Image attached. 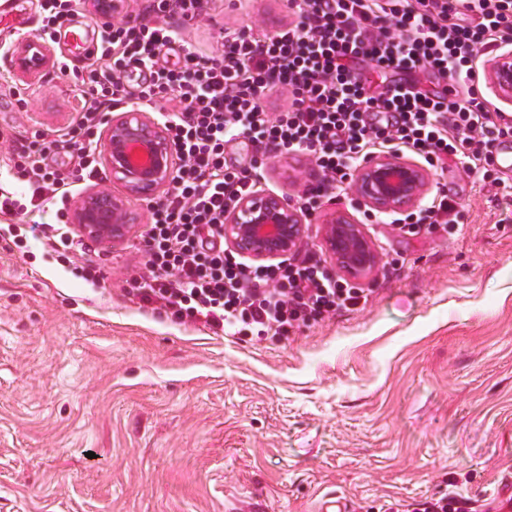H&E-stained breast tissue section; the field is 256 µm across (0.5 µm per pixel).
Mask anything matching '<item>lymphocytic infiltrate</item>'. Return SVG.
<instances>
[{
    "mask_svg": "<svg viewBox=\"0 0 512 512\" xmlns=\"http://www.w3.org/2000/svg\"><path fill=\"white\" fill-rule=\"evenodd\" d=\"M203 0H146L132 25L99 24L100 68L73 71L90 105L72 128L80 162L69 172L48 170L58 140L41 133L15 150L14 168L32 196L66 204L78 184L105 173L96 132L112 110L137 99L147 110L178 101L164 128L179 165L173 186L152 207L146 231L145 275L129 295L177 319L237 335H286L295 322L363 309L364 289L333 277L322 259L307 253L268 265L233 260L224 247V214L251 193L262 175L253 165L224 160V138L244 135L263 158L302 153L319 177L296 195L314 215L328 193L347 196L354 170L372 155L393 152L428 168L455 164L486 180L496 175L492 153L512 139L479 91L481 53L512 45V0H291L296 21L254 38L225 33L216 54L201 58L184 49L169 63L176 41L173 20L192 21ZM145 78L130 84V67ZM387 76L373 91L369 71ZM432 72L448 80L444 92L404 81ZM287 92L272 109L270 97ZM447 188L424 205L393 217L408 237L454 233L459 220Z\"/></svg>",
    "mask_w": 512,
    "mask_h": 512,
    "instance_id": "1",
    "label": "lymphocytic infiltrate"
}]
</instances>
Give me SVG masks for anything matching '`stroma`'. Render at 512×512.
I'll use <instances>...</instances> for the list:
<instances>
[{
	"mask_svg": "<svg viewBox=\"0 0 512 512\" xmlns=\"http://www.w3.org/2000/svg\"><path fill=\"white\" fill-rule=\"evenodd\" d=\"M0 16V512H350L456 493L469 512H506L512 482V201L449 166L464 219L454 236L368 225L382 269L364 309L284 336H229L168 319L124 292L143 271L141 233L67 249L42 228L13 167L17 136L57 137L82 110L57 62L86 64L74 42L20 79L13 50L35 37L38 0ZM29 16L31 26L18 24ZM293 18L288 0H208L177 23L179 44L209 55L225 32ZM261 189L290 198L310 157L264 161ZM107 279L82 277L81 267Z\"/></svg>",
	"mask_w": 512,
	"mask_h": 512,
	"instance_id": "stroma-1",
	"label": "stroma"
}]
</instances>
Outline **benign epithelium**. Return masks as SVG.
<instances>
[{"mask_svg": "<svg viewBox=\"0 0 512 512\" xmlns=\"http://www.w3.org/2000/svg\"><path fill=\"white\" fill-rule=\"evenodd\" d=\"M17 72L30 80L51 63L44 46L33 38L15 49ZM486 81L501 100L512 103V50L490 60ZM109 148L104 161L123 183L125 193L115 196L90 189L70 206L72 228L83 238L105 247L121 244L137 232L131 223L129 200L141 197L150 186L159 191L173 177L167 134L146 113L134 107L110 118L106 129ZM429 173L418 162L394 153L374 155L355 171L352 191L359 205L379 213L419 206L427 195ZM304 216L272 192L255 190L224 215V243L229 251L257 263L290 257L304 240ZM321 246L335 261L337 271L360 284L374 273L380 256L365 225L346 209L333 208L322 225Z\"/></svg>", "mask_w": 512, "mask_h": 512, "instance_id": "7a95c632", "label": "benign epithelium"}]
</instances>
